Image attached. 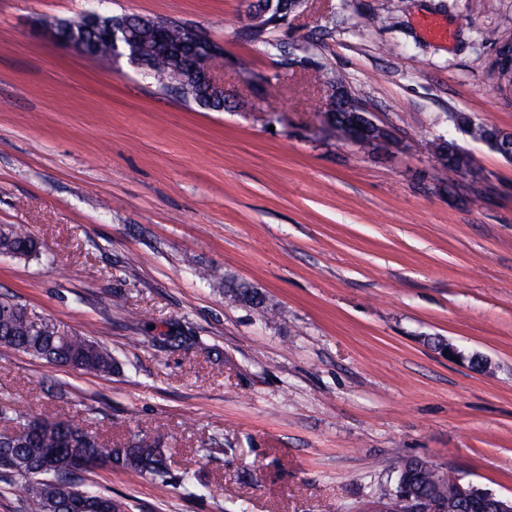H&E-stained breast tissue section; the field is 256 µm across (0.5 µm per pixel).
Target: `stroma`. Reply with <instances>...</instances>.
<instances>
[{
  "label": "stroma",
  "mask_w": 512,
  "mask_h": 512,
  "mask_svg": "<svg viewBox=\"0 0 512 512\" xmlns=\"http://www.w3.org/2000/svg\"><path fill=\"white\" fill-rule=\"evenodd\" d=\"M307 2L287 41L393 129L390 150L337 138L321 119L330 88L247 50L244 0L103 5L223 44V112L161 94L128 56L51 41L46 24L88 0H0V226L43 245L0 253V292L107 340L119 363L96 376L0 347V407L83 418L116 446L167 436L187 488L89 474L126 512H360L414 456L512 495V161L453 122L512 130L487 37L512 0ZM440 137L475 176L448 177ZM206 265L258 288L276 321L201 281Z\"/></svg>",
  "instance_id": "35a3bbf8"
}]
</instances>
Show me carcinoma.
<instances>
[{
	"label": "carcinoma",
	"mask_w": 512,
	"mask_h": 512,
	"mask_svg": "<svg viewBox=\"0 0 512 512\" xmlns=\"http://www.w3.org/2000/svg\"><path fill=\"white\" fill-rule=\"evenodd\" d=\"M111 16H99L98 21L71 31L76 42L93 45L94 54L107 55L112 44L99 32L106 28ZM287 27V12L275 3L266 13V27L242 30L240 40L264 51H279V66L284 69L294 63L289 54L280 52L284 44L280 34ZM205 37L197 51L220 43L200 28L173 23L168 40L174 47L191 38V32ZM140 38L142 71L156 80L165 92L170 84L179 86V99L212 112L228 109L226 92L201 84L189 77L178 63L162 55L161 49L143 31ZM462 131L471 139L491 145L494 126L467 115L456 117ZM395 137L389 129L374 130L362 137L359 148L379 151ZM431 152L443 158L444 170L458 173L465 157L458 147L447 140L430 143ZM42 244L35 237L15 228L0 229V253L20 258L36 257ZM203 280L224 283V295L253 309L264 317L272 315L265 296L249 284L224 275L218 268L200 271ZM0 347L10 348L48 363L68 366L86 373L110 375L117 368L112 348L104 341L87 336L70 326L57 323L9 294H0ZM0 422L8 428L0 431V479L17 485L24 494L26 512H121V504L112 496L83 486V475L95 468L111 464L150 479L166 492L190 483L188 473L175 475L165 438L161 435L135 434L122 448H114L99 440L85 424L76 419H42V430L32 434L26 430L28 419L22 413L0 409ZM394 473L415 495L428 497L439 489V475L432 461L403 458L394 466Z\"/></svg>",
	"instance_id": "carcinoma-1"
}]
</instances>
